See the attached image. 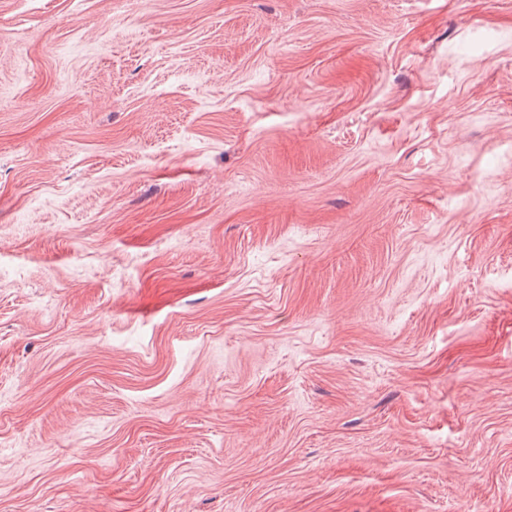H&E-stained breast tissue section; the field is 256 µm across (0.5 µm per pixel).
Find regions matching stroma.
I'll list each match as a JSON object with an SVG mask.
<instances>
[{
	"label": "stroma",
	"instance_id": "obj_1",
	"mask_svg": "<svg viewBox=\"0 0 512 512\" xmlns=\"http://www.w3.org/2000/svg\"><path fill=\"white\" fill-rule=\"evenodd\" d=\"M0 512H512V0H0Z\"/></svg>",
	"mask_w": 512,
	"mask_h": 512
}]
</instances>
